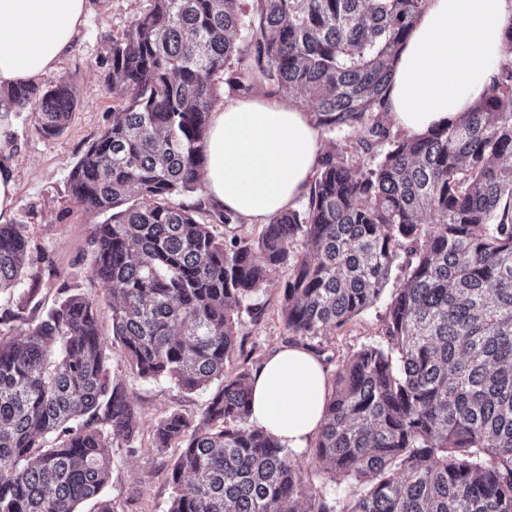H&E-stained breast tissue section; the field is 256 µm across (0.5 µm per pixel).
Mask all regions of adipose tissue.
Wrapping results in <instances>:
<instances>
[{"label":"adipose tissue","instance_id":"1","mask_svg":"<svg viewBox=\"0 0 512 512\" xmlns=\"http://www.w3.org/2000/svg\"><path fill=\"white\" fill-rule=\"evenodd\" d=\"M88 0H0V90L37 82L73 53ZM512 25V0H427L401 46L389 120L407 134L443 126L489 89ZM324 152L310 112L288 97L252 95L211 113L204 200L252 224L295 206ZM251 424L289 448L318 434L328 395L324 365L282 346L251 375Z\"/></svg>","mask_w":512,"mask_h":512}]
</instances>
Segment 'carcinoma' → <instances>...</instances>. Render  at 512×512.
<instances>
[{
  "mask_svg": "<svg viewBox=\"0 0 512 512\" xmlns=\"http://www.w3.org/2000/svg\"><path fill=\"white\" fill-rule=\"evenodd\" d=\"M151 0L112 44L120 104L69 175L94 225L93 273L133 371L186 392L214 387L199 421L173 411L153 433L171 464L168 512H512V25L490 89L445 127L408 136L387 119L397 53L426 0ZM225 82L281 86L313 106L331 144L305 202L249 241L202 200L204 143ZM57 136L67 82L8 92ZM376 157L368 164L363 157ZM429 221L422 220L423 215ZM307 251L298 253L295 243ZM406 277L386 309L385 351L336 372L316 459L348 482L327 495L291 449L249 422L250 374L224 377L234 308L288 267V334L342 328ZM28 260L22 224H0V292ZM94 300L65 296L20 333L0 328V512H114L102 496L115 439L139 416L109 375Z\"/></svg>",
  "mask_w": 512,
  "mask_h": 512,
  "instance_id": "obj_1",
  "label": "carcinoma"
}]
</instances>
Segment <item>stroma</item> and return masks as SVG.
I'll use <instances>...</instances> for the list:
<instances>
[{
  "mask_svg": "<svg viewBox=\"0 0 512 512\" xmlns=\"http://www.w3.org/2000/svg\"><path fill=\"white\" fill-rule=\"evenodd\" d=\"M91 12L83 25L74 52L57 72L44 81L70 83L78 104L65 132L44 136L39 115L27 110L12 120L11 158L17 184L11 223L25 227L29 260L17 287L0 293V317L22 330L61 297L71 293L95 299L100 310L101 335L111 354L112 382L125 393L140 416V431L132 442L115 440L112 472L103 489L114 512H168L172 485L171 463L179 454L170 448L160 452L152 444L153 428L169 413L179 411L199 417L209 392L187 393L166 379H144L131 370L112 335L108 300L93 276L91 226L97 218L72 198L68 175L84 156L89 144L111 122L118 100L108 59L113 41L122 39L131 25L151 5L150 0H90ZM405 275L394 266L377 303L355 316L345 327H328L305 339L307 347L321 351L329 373L367 346L388 348L383 320L391 289ZM288 278L287 267L273 270L264 289L242 300L235 312L239 331L237 347L224 364L226 377L253 372L276 349L290 343L282 316L280 286Z\"/></svg>",
  "mask_w": 512,
  "mask_h": 512,
  "instance_id": "obj_1",
  "label": "stroma"
}]
</instances>
